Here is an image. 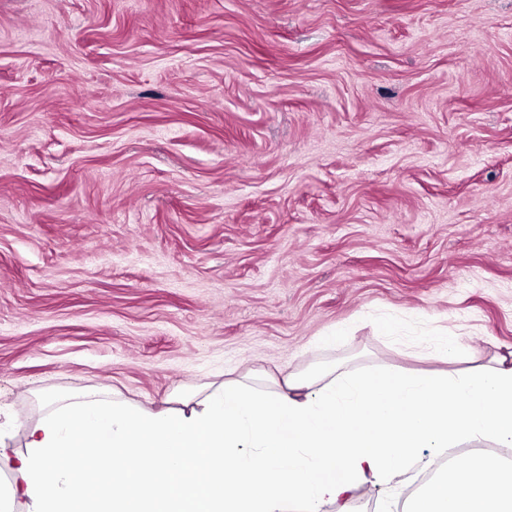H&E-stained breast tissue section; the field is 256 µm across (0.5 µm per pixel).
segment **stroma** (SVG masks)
I'll list each match as a JSON object with an SVG mask.
<instances>
[{
    "instance_id": "1",
    "label": "stroma",
    "mask_w": 512,
    "mask_h": 512,
    "mask_svg": "<svg viewBox=\"0 0 512 512\" xmlns=\"http://www.w3.org/2000/svg\"><path fill=\"white\" fill-rule=\"evenodd\" d=\"M509 352L512 0H0V478L89 387Z\"/></svg>"
}]
</instances>
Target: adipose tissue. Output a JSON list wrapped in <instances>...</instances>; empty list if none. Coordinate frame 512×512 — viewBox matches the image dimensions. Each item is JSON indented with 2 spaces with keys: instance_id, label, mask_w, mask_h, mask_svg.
<instances>
[{
  "instance_id": "adipose-tissue-1",
  "label": "adipose tissue",
  "mask_w": 512,
  "mask_h": 512,
  "mask_svg": "<svg viewBox=\"0 0 512 512\" xmlns=\"http://www.w3.org/2000/svg\"><path fill=\"white\" fill-rule=\"evenodd\" d=\"M266 373L178 392L157 410L99 389L57 400L28 435L0 512H324L360 486L397 485L421 449L512 448V362L456 375ZM503 467L495 481L484 470ZM54 487L53 498L41 496ZM406 512H512V463L454 464Z\"/></svg>"
}]
</instances>
